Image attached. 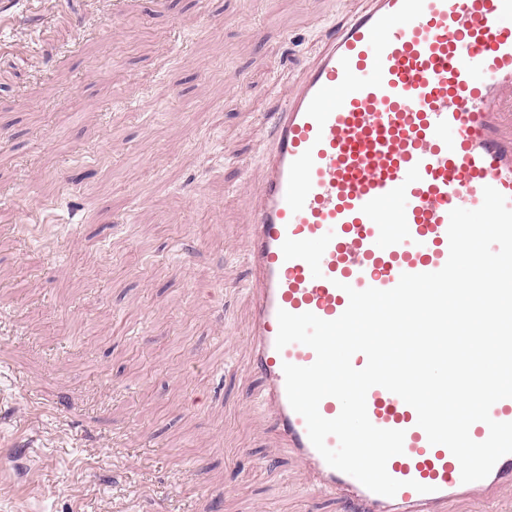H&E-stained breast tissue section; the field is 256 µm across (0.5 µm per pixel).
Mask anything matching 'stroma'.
<instances>
[{"label":"stroma","instance_id":"obj_1","mask_svg":"<svg viewBox=\"0 0 512 512\" xmlns=\"http://www.w3.org/2000/svg\"><path fill=\"white\" fill-rule=\"evenodd\" d=\"M365 0H0V512H347L279 447L240 167Z\"/></svg>","mask_w":512,"mask_h":512}]
</instances>
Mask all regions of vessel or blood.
I'll list each match as a JSON object with an SVG mask.
<instances>
[{"label":"vessel or blood","instance_id":"b4317fda","mask_svg":"<svg viewBox=\"0 0 512 512\" xmlns=\"http://www.w3.org/2000/svg\"><path fill=\"white\" fill-rule=\"evenodd\" d=\"M271 125L248 202V336L286 448L351 512H437L511 484L512 454L462 482L457 458L380 386L367 393V414L405 433L403 453L387 463L402 488L382 496L331 467L285 387L284 364L308 366L316 354L301 343L277 348L276 337L279 311L331 321L349 305L347 288L389 290L402 274L441 270L450 212L479 208L484 187L512 209V0H371L331 34Z\"/></svg>","mask_w":512,"mask_h":512}]
</instances>
